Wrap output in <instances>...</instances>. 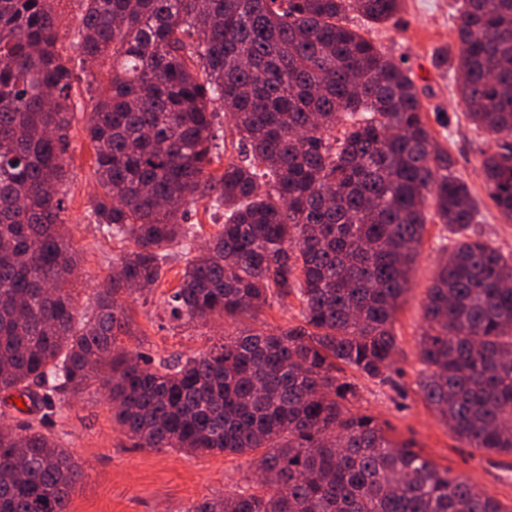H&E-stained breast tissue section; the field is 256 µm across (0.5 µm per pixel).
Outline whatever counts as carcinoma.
Here are the masks:
<instances>
[{
	"label": "carcinoma",
	"mask_w": 512,
	"mask_h": 512,
	"mask_svg": "<svg viewBox=\"0 0 512 512\" xmlns=\"http://www.w3.org/2000/svg\"><path fill=\"white\" fill-rule=\"evenodd\" d=\"M53 2L0 0V401L32 402L36 384L60 414L97 382L137 448L259 454L256 480L188 512H512L351 410L356 376L397 373L396 314L432 208L449 237L420 395L467 447L512 456V254L474 232L476 201L410 70L349 26L397 19L400 0H83L74 49L111 61L88 115L92 213L133 247L82 314L60 198L75 73ZM456 2L458 93L495 141L480 168L511 223L512 0ZM216 103L242 152L212 184ZM205 184L223 224L187 260L171 317L235 322L294 294L301 324L154 365L116 346L117 295L159 285ZM83 478L44 422L0 429V512H67Z\"/></svg>",
	"instance_id": "obj_1"
}]
</instances>
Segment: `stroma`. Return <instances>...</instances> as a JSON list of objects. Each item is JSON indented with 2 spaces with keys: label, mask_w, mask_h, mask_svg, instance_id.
<instances>
[{
  "label": "stroma",
  "mask_w": 512,
  "mask_h": 512,
  "mask_svg": "<svg viewBox=\"0 0 512 512\" xmlns=\"http://www.w3.org/2000/svg\"><path fill=\"white\" fill-rule=\"evenodd\" d=\"M454 0H402L398 22L377 25L368 36L387 56L404 60L422 92L429 129L448 150L455 169L481 204V231L503 250L512 252V223L501 221L479 175L480 151L494 141L467 121L456 93L455 72L432 65L436 48L458 49ZM72 97L76 104L67 130L64 154L66 178L62 186L63 218L73 237L80 268L72 282L80 306L93 301L94 281L105 278L130 243L108 235L96 224L91 201L98 191L95 154L86 131L95 87L105 84L106 68L76 70ZM212 194L198 192L182 219L192 226L193 247L202 250L217 231ZM447 232L436 217H429L422 253L410 289L395 322L399 352L398 375L393 382L358 379L360 398L354 410L374 415L386 433L411 441L436 464L466 477L477 489L512 503V457L490 455L458 442L422 401L418 383L423 366L417 341L423 325L422 310L432 283L440 247ZM186 260H171L157 288L124 296L130 328L117 343L152 360H173L210 350L224 341L225 322L214 316L185 323L171 320L166 298L178 287ZM54 438L82 464L85 477L71 492L68 512H188L205 498L223 496L258 472L255 455H190L174 450L151 451L134 447L112 419L107 392L99 385L70 397L62 413L52 418Z\"/></svg>",
  "instance_id": "1"
}]
</instances>
